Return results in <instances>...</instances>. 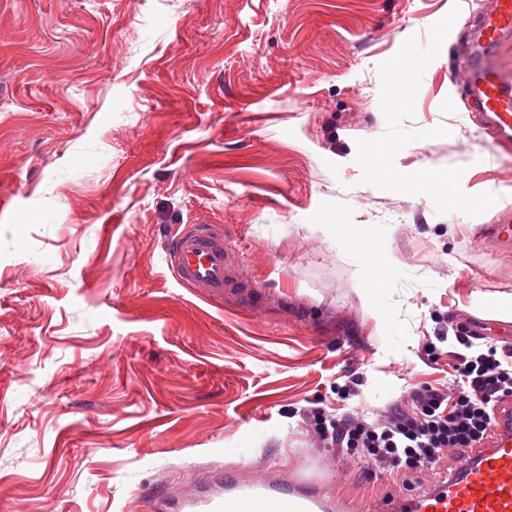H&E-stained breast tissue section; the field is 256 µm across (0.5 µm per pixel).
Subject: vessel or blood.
Returning a JSON list of instances; mask_svg holds the SVG:
<instances>
[{
    "label": "vessel or blood",
    "mask_w": 512,
    "mask_h": 512,
    "mask_svg": "<svg viewBox=\"0 0 512 512\" xmlns=\"http://www.w3.org/2000/svg\"><path fill=\"white\" fill-rule=\"evenodd\" d=\"M462 82L499 144H512V69L502 53L512 47V0H490L467 22ZM219 224H181L165 259L181 288L215 305L233 283L231 251ZM151 512H353L326 496L320 482L294 472H220L194 495L166 494ZM374 512H512V406L497 412L489 437L470 459L410 502L392 495Z\"/></svg>",
    "instance_id": "vessel-or-blood-1"
}]
</instances>
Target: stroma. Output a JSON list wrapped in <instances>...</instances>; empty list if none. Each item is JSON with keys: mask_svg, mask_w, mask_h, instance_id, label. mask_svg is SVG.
Wrapping results in <instances>:
<instances>
[{"mask_svg": "<svg viewBox=\"0 0 512 512\" xmlns=\"http://www.w3.org/2000/svg\"><path fill=\"white\" fill-rule=\"evenodd\" d=\"M483 2L0 0V512H141L248 462L409 496L302 412L446 388L471 333L512 347L473 308L512 297V149L455 55ZM177 224L227 231L223 305L168 270Z\"/></svg>", "mask_w": 512, "mask_h": 512, "instance_id": "stroma-1", "label": "stroma"}]
</instances>
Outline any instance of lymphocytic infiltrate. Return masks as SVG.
I'll list each match as a JSON object with an SVG mask.
<instances>
[{
  "label": "lymphocytic infiltrate",
  "instance_id": "lymphocytic-infiltrate-1",
  "mask_svg": "<svg viewBox=\"0 0 512 512\" xmlns=\"http://www.w3.org/2000/svg\"><path fill=\"white\" fill-rule=\"evenodd\" d=\"M456 353L446 389L426 385L410 393L411 410L382 408L373 414L306 411L314 436L340 454L357 450L379 472L416 478L440 470L452 449L476 447L487 438L499 406L512 402V350Z\"/></svg>",
  "mask_w": 512,
  "mask_h": 512
}]
</instances>
